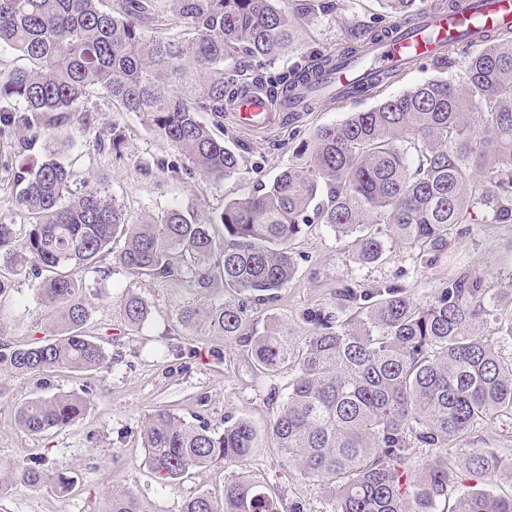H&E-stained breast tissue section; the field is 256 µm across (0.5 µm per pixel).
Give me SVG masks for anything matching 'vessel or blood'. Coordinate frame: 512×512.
Listing matches in <instances>:
<instances>
[{
    "label": "vessel or blood",
    "mask_w": 512,
    "mask_h": 512,
    "mask_svg": "<svg viewBox=\"0 0 512 512\" xmlns=\"http://www.w3.org/2000/svg\"><path fill=\"white\" fill-rule=\"evenodd\" d=\"M508 26H512V0H453L447 12L425 13L411 23L398 24L374 44L366 67L341 61L316 73L309 86H333L343 91L371 82L374 75L383 71L432 61L448 41H473L478 35ZM232 117L239 128L258 132L274 124L280 115L271 111L265 93L254 88L243 92Z\"/></svg>",
    "instance_id": "1"
}]
</instances>
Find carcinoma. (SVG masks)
Here are the masks:
<instances>
[{
    "instance_id": "carcinoma-1",
    "label": "carcinoma",
    "mask_w": 512,
    "mask_h": 512,
    "mask_svg": "<svg viewBox=\"0 0 512 512\" xmlns=\"http://www.w3.org/2000/svg\"><path fill=\"white\" fill-rule=\"evenodd\" d=\"M0 0V49L21 65L0 67V138L20 155L27 139L66 134L74 123L93 135L100 155L123 158V128L103 126L78 110L103 92L189 162L207 181L240 170L247 147H230L213 125L250 86L267 89L289 118L309 71L323 54L273 73L297 50L304 22L334 9L333 0ZM382 13L371 38L428 8L426 0H377ZM445 53L436 76L316 128L293 147V159L252 193L224 199L214 219L172 206L133 216L105 180L79 175L46 148L38 164L8 166L14 214L0 218V261L10 273L28 270L41 301L61 313L62 330L16 346L0 336V363L24 374L53 369L92 371L107 361L104 346L85 334L91 307L76 271L94 272L112 242L113 261L128 274L170 288L193 289L181 322L203 336L248 348L253 370L274 376L288 365L276 412L263 426L245 417L215 431L160 407L146 416V462L164 487L194 469L244 464L277 448L301 476L325 490L323 512H512V495L455 481L456 463L473 480L512 483V464L478 432L512 425V292L492 293L485 280L458 271L421 297L404 286L336 289V313H305L311 325L294 336L275 323L245 332L252 306L274 300L294 277L290 244L304 228L325 224L348 240L360 265L383 259L395 239L417 249L416 274L448 248L456 226L475 215L484 224H512V29ZM133 328L151 316L138 293L122 300ZM72 394L32 398L15 411L31 433L64 428L84 413ZM433 456L422 460L424 451ZM20 483L64 497L73 477L35 460L0 466V492ZM105 512H156L135 491L112 486ZM181 512H304L295 498L246 472L224 482V496L199 494Z\"/></svg>"
}]
</instances>
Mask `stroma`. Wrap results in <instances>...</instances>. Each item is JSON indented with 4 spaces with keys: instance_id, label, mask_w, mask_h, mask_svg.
<instances>
[{
    "instance_id": "1",
    "label": "stroma",
    "mask_w": 512,
    "mask_h": 512,
    "mask_svg": "<svg viewBox=\"0 0 512 512\" xmlns=\"http://www.w3.org/2000/svg\"><path fill=\"white\" fill-rule=\"evenodd\" d=\"M378 10L376 0H336L335 13L309 24L297 54L278 61V68H288L300 54L346 46L364 34ZM436 74V69L413 66L384 94H399ZM381 95L318 102L313 111L303 113L299 123H278L259 134L225 119L226 144L248 141L254 150L247 154L238 175L219 183L186 174L182 156L145 127L137 114L119 111L103 94L93 97L88 107L99 123L127 128L123 161L95 155L78 128L70 131L68 140L55 142L54 148L76 170L107 177L131 214H157L180 206L213 218L223 210L225 197L248 194L257 181L272 180L287 165L299 137L308 136L315 127L341 122L348 113L374 107ZM153 158L174 163L175 171L148 174L140 170L141 161ZM291 249L295 276L281 290L278 301L252 308L249 322L254 328L280 321L302 333L307 329L305 312L335 310L336 289L401 284L419 294L462 268L483 276L490 287L512 289V224L460 225L447 251L421 277L413 273L415 249L397 240L389 241L383 261L366 267L355 262L345 240L322 224L307 227L292 241ZM102 265L103 272L85 274L82 293L92 308L86 332L105 342L108 358L102 368L21 374L0 364V463L24 466L30 459L45 457L49 465L65 468L73 476L74 489L62 500L49 489L19 484L0 493V512H104L106 496L115 483L151 499L157 512H180L184 500L195 493L221 495L225 480L242 468L258 480L285 489L289 496L299 497L306 512H320L324 489L304 480L274 448L264 449L245 467L220 463L193 471L175 488L160 486L146 463L140 440L148 413L165 406L189 422L203 421L219 431L229 415L260 424L276 407L274 393L287 384L288 372L256 375L246 348L220 336L196 335L182 324L180 294L168 287L147 286L124 270L112 268L110 260H103ZM130 291L143 296L153 311L151 319L137 329L127 326L120 309ZM60 325L58 316L41 302L33 280L22 274L12 276L9 288L0 294V334L24 345ZM170 343L186 348V355L179 360L166 356ZM67 392L87 396L84 414L69 426L33 434L16 424L20 403Z\"/></svg>"
}]
</instances>
